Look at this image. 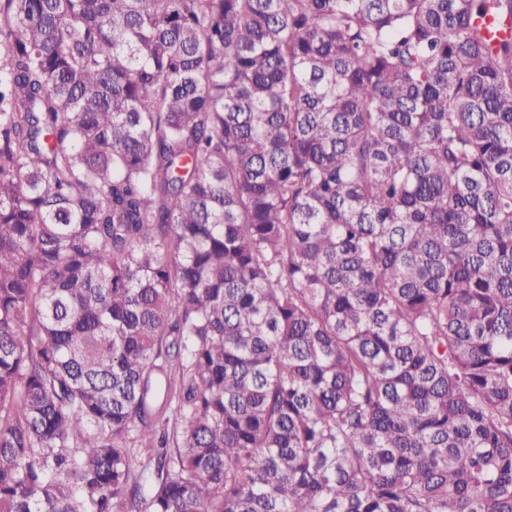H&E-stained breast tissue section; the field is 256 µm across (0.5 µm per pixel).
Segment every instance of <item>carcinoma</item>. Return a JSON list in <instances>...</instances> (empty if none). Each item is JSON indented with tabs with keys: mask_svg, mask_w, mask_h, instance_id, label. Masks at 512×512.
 Instances as JSON below:
<instances>
[{
	"mask_svg": "<svg viewBox=\"0 0 512 512\" xmlns=\"http://www.w3.org/2000/svg\"><path fill=\"white\" fill-rule=\"evenodd\" d=\"M512 0H0V512H512Z\"/></svg>",
	"mask_w": 512,
	"mask_h": 512,
	"instance_id": "cac0c4a2",
	"label": "carcinoma"
}]
</instances>
